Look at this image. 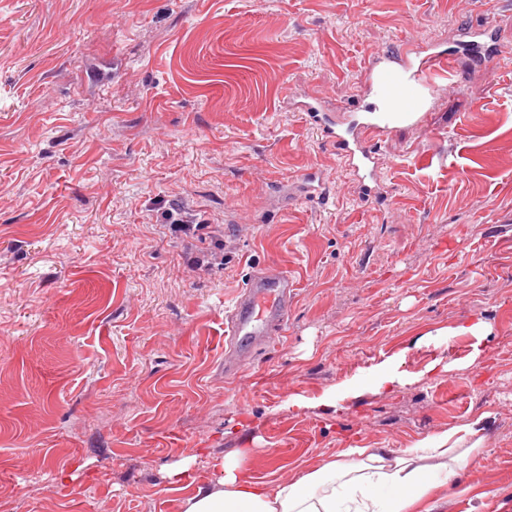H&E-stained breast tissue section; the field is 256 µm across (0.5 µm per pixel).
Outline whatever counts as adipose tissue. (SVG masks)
<instances>
[{
  "mask_svg": "<svg viewBox=\"0 0 512 512\" xmlns=\"http://www.w3.org/2000/svg\"><path fill=\"white\" fill-rule=\"evenodd\" d=\"M474 424L427 435L402 452L350 448L298 479L268 485L249 479L248 448L214 461L220 477L197 486L180 512H433L437 490L456 483L480 452Z\"/></svg>",
  "mask_w": 512,
  "mask_h": 512,
  "instance_id": "1",
  "label": "adipose tissue"
}]
</instances>
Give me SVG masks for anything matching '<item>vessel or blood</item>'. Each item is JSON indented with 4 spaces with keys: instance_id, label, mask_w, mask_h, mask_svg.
<instances>
[{
    "instance_id": "vessel-or-blood-1",
    "label": "vessel or blood",
    "mask_w": 512,
    "mask_h": 512,
    "mask_svg": "<svg viewBox=\"0 0 512 512\" xmlns=\"http://www.w3.org/2000/svg\"><path fill=\"white\" fill-rule=\"evenodd\" d=\"M512 56L494 25L474 32L453 49L443 43L408 44L387 53L369 54L362 67L356 99L328 105L317 95L290 93L291 107L336 145L355 173L365 196L382 186L378 143L398 125H422L437 94L447 90L461 61L500 60ZM296 284L286 272L255 271L224 317V375L236 376L256 346L282 329L295 297Z\"/></svg>"
}]
</instances>
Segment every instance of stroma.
Instances as JSON below:
<instances>
[{
    "mask_svg": "<svg viewBox=\"0 0 512 512\" xmlns=\"http://www.w3.org/2000/svg\"><path fill=\"white\" fill-rule=\"evenodd\" d=\"M490 23L512 40V0H0V512H180L240 448L277 484L474 420L435 512H512V58L378 144L375 197L283 98L351 99L367 53ZM159 199L223 223V264ZM266 266L287 324L225 379L224 314Z\"/></svg>",
    "mask_w": 512,
    "mask_h": 512,
    "instance_id": "obj_1",
    "label": "stroma"
}]
</instances>
